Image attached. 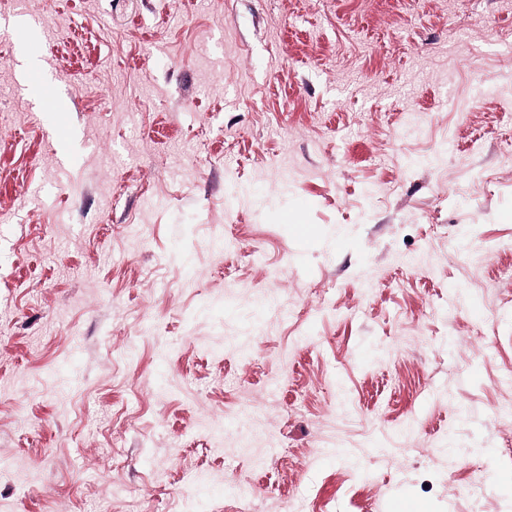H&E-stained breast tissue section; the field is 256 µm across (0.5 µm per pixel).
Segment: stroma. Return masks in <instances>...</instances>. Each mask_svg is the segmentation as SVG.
<instances>
[{
    "instance_id": "stroma-1",
    "label": "stroma",
    "mask_w": 512,
    "mask_h": 512,
    "mask_svg": "<svg viewBox=\"0 0 512 512\" xmlns=\"http://www.w3.org/2000/svg\"><path fill=\"white\" fill-rule=\"evenodd\" d=\"M511 103L512 0H0V512H512Z\"/></svg>"
}]
</instances>
